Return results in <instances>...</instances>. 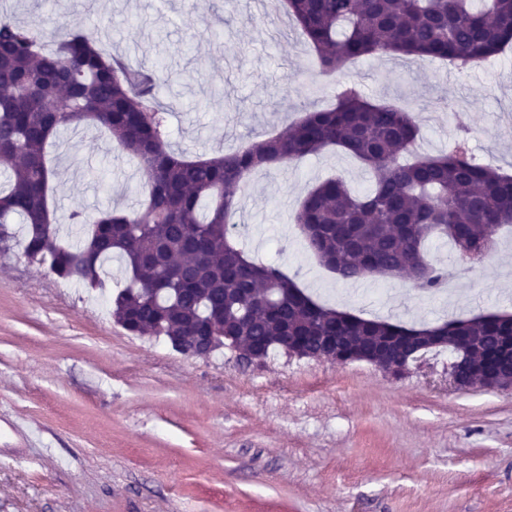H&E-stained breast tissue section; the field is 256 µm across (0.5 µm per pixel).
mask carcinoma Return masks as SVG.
<instances>
[{
	"label": "carcinoma",
	"instance_id": "cac0c4a2",
	"mask_svg": "<svg viewBox=\"0 0 512 512\" xmlns=\"http://www.w3.org/2000/svg\"><path fill=\"white\" fill-rule=\"evenodd\" d=\"M312 47L321 72L333 75L375 54L478 66L512 45V0H279ZM28 21L0 19V244L57 277L91 288L102 285L117 258L127 284L112 301V318L135 335L202 336L223 314L234 348L301 349L313 357L322 336H346L356 354L384 353L410 365L415 354L401 336H448L444 344L468 384L477 351L512 336V316L488 328L495 314L455 316L436 326L366 319L317 304L274 265L257 264L229 239L239 209L237 190L253 170L300 160L332 146L373 174L369 192L328 178L294 214L309 248L345 283L368 275L409 276L436 293L447 279L430 263L424 242L459 235L484 257L498 227L512 224V175L480 165L461 138L438 155L414 154L420 129L412 116L369 102L355 83L341 86L336 105L308 112L283 133L235 152L190 159L171 150L160 114L159 88L167 66L132 67L93 47L81 27L61 28L51 40L40 9ZM88 122L109 133L115 148L136 160L145 201L131 210L93 214L88 235L63 246L49 196L55 171L45 161L49 140L62 128ZM193 231L200 247L188 244Z\"/></svg>",
	"mask_w": 512,
	"mask_h": 512
}]
</instances>
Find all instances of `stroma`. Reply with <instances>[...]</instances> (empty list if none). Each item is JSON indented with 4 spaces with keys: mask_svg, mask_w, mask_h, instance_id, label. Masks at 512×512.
Listing matches in <instances>:
<instances>
[{
    "mask_svg": "<svg viewBox=\"0 0 512 512\" xmlns=\"http://www.w3.org/2000/svg\"><path fill=\"white\" fill-rule=\"evenodd\" d=\"M49 23L94 32L135 65L166 60L181 95H163L174 150L240 149L329 107L358 83L410 112L419 152H447L461 131L482 163L512 174V53L457 70L374 55L326 77L288 14L265 0H55ZM59 241L75 209H124L143 194L137 166L91 125L60 132ZM367 191L372 175L340 149L250 173L230 233L315 300L417 327L449 315H512V230L483 263L430 239L445 293L319 265L293 222L328 176ZM123 277L87 288L20 247L0 248V512H512V391L451 388L453 356L435 350L394 376L273 351L221 347L186 357L114 322Z\"/></svg>",
    "mask_w": 512,
    "mask_h": 512,
    "instance_id": "35a3bbf8",
    "label": "stroma"
}]
</instances>
